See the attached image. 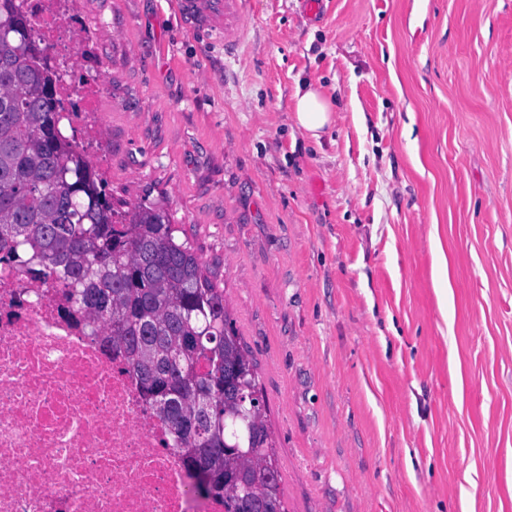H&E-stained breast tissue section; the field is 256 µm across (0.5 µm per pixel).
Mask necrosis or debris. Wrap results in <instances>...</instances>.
<instances>
[{
    "instance_id": "4bbe7bcc",
    "label": "necrosis or debris",
    "mask_w": 512,
    "mask_h": 512,
    "mask_svg": "<svg viewBox=\"0 0 512 512\" xmlns=\"http://www.w3.org/2000/svg\"><path fill=\"white\" fill-rule=\"evenodd\" d=\"M26 7L77 148L101 152V87L69 77L86 32L63 23L72 0ZM169 438L123 351L64 286L36 263L0 261V512H224Z\"/></svg>"
}]
</instances>
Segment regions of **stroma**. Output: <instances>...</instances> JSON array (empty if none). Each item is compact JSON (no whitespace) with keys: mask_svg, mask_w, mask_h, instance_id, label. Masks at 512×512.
Wrapping results in <instances>:
<instances>
[{"mask_svg":"<svg viewBox=\"0 0 512 512\" xmlns=\"http://www.w3.org/2000/svg\"><path fill=\"white\" fill-rule=\"evenodd\" d=\"M77 0L115 205L224 290L288 512H512V0ZM339 109L320 139L295 94ZM191 13L199 15L204 25L209 27L224 43L239 42L247 31L241 11L242 0H182ZM333 102L324 94L320 86L308 85L304 92L298 90L295 96V118L297 126L310 138L319 139L325 127L333 121L336 112Z\"/></svg>","mask_w":512,"mask_h":512,"instance_id":"stroma-1","label":"stroma"}]
</instances>
